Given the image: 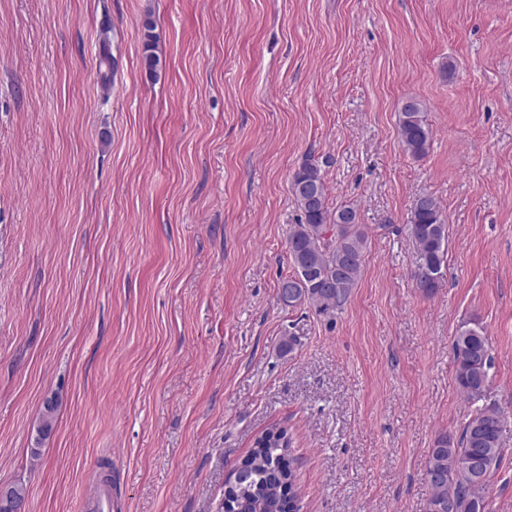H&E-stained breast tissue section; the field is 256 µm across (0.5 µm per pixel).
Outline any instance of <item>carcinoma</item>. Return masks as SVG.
Listing matches in <instances>:
<instances>
[{"label":"carcinoma","mask_w":512,"mask_h":512,"mask_svg":"<svg viewBox=\"0 0 512 512\" xmlns=\"http://www.w3.org/2000/svg\"><path fill=\"white\" fill-rule=\"evenodd\" d=\"M154 26L144 24V65L153 72L159 59L155 53ZM399 135L404 151L420 159L431 145V131L422 106L405 102L399 115ZM291 193L300 212L298 223L288 234V256L297 287L292 305L309 304L317 314L333 317L343 309L357 287L365 262L368 234L358 223L352 207L331 208L324 176L318 164L305 160L293 173ZM408 230L415 241L419 268L442 273L446 260V218L431 196L417 199ZM455 378L466 399L482 400L490 369L484 330L464 323L453 341ZM57 405L46 403L39 432L48 436L55 422ZM502 413L490 407L475 409L460 430L437 436L427 461L432 497L429 512H486V494L494 471L503 459ZM290 439L281 429L256 440L244 459L248 466L244 484L237 488L244 499L262 512H286L294 472L289 463Z\"/></svg>","instance_id":"obj_1"}]
</instances>
